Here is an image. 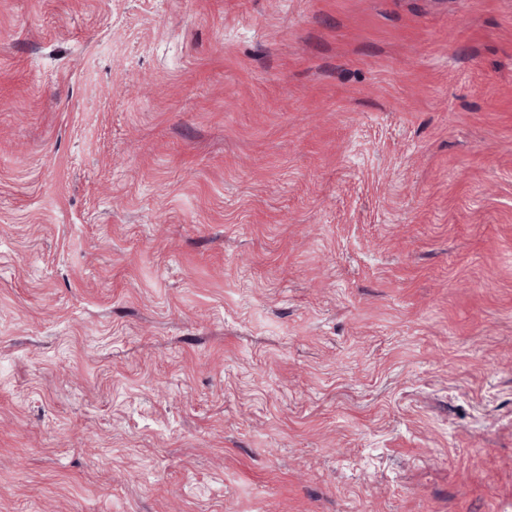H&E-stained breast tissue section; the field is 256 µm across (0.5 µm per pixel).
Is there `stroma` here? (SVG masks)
Returning a JSON list of instances; mask_svg holds the SVG:
<instances>
[{
  "instance_id": "35a3bbf8",
  "label": "stroma",
  "mask_w": 512,
  "mask_h": 512,
  "mask_svg": "<svg viewBox=\"0 0 512 512\" xmlns=\"http://www.w3.org/2000/svg\"><path fill=\"white\" fill-rule=\"evenodd\" d=\"M0 512H512V0H0Z\"/></svg>"
}]
</instances>
